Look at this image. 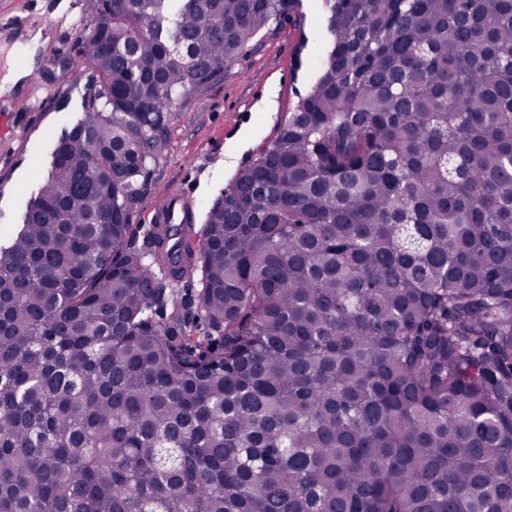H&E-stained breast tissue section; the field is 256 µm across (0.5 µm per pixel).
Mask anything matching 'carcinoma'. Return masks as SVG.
<instances>
[{
    "mask_svg": "<svg viewBox=\"0 0 512 512\" xmlns=\"http://www.w3.org/2000/svg\"><path fill=\"white\" fill-rule=\"evenodd\" d=\"M295 2L89 0L0 245V512H512V0H323L194 248L137 245L168 112Z\"/></svg>",
    "mask_w": 512,
    "mask_h": 512,
    "instance_id": "1",
    "label": "carcinoma"
}]
</instances>
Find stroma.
<instances>
[{
	"instance_id": "1",
	"label": "stroma",
	"mask_w": 512,
	"mask_h": 512,
	"mask_svg": "<svg viewBox=\"0 0 512 512\" xmlns=\"http://www.w3.org/2000/svg\"><path fill=\"white\" fill-rule=\"evenodd\" d=\"M0 0V19L26 18L41 30L27 76L0 93V224L22 219L30 191L43 175L62 129L83 116L87 74L72 75L77 24L87 0ZM322 0H300L290 16L262 29L202 89L171 112L167 147L151 166L146 190L130 216L149 227L167 192L194 198L197 224L238 171L275 138L284 115L310 90L327 40Z\"/></svg>"
}]
</instances>
